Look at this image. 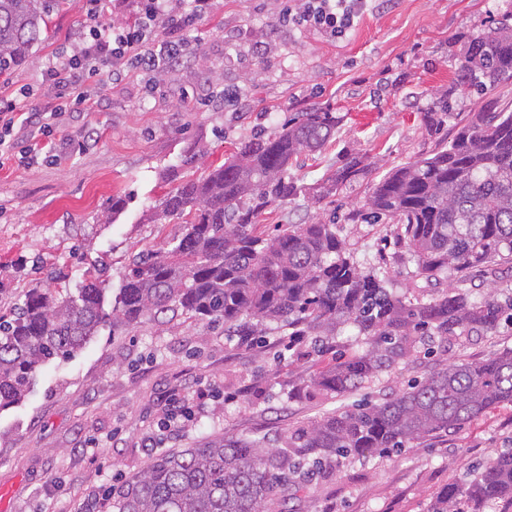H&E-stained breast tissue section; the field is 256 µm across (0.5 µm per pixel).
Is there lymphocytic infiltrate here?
<instances>
[{
	"label": "lymphocytic infiltrate",
	"mask_w": 512,
	"mask_h": 512,
	"mask_svg": "<svg viewBox=\"0 0 512 512\" xmlns=\"http://www.w3.org/2000/svg\"><path fill=\"white\" fill-rule=\"evenodd\" d=\"M216 0H135L134 22L102 25L96 19L98 0H89L83 26L70 53L50 62L46 78L59 98L83 105L89 100L84 89L87 79L116 74L127 66L147 71H170L194 52L183 32L211 12ZM366 0H298L288 6L284 17L289 24L343 37L353 26ZM63 107L26 110L14 100L0 99V163L12 155L34 161L53 156L57 143L53 132L61 122Z\"/></svg>",
	"instance_id": "f902f5d3"
}]
</instances>
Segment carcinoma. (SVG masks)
<instances>
[{"label": "carcinoma", "mask_w": 512, "mask_h": 512, "mask_svg": "<svg viewBox=\"0 0 512 512\" xmlns=\"http://www.w3.org/2000/svg\"><path fill=\"white\" fill-rule=\"evenodd\" d=\"M62 0H0V74L28 60L48 37ZM512 83V14L472 40L458 58L452 84L478 94ZM448 90L423 113L439 136L432 154L395 166L373 184L363 204L371 224L400 226L399 243L414 278L458 286L424 301L394 291L389 271L364 267L323 221L260 229L259 217L301 192L288 170L320 151L343 116L314 104L268 135L239 140L224 164L185 179L160 203L164 219L189 218L166 246L134 254L115 304L112 327L133 330L166 316L224 323L230 336L308 339L324 365L307 387L352 394L433 344L448 351L462 336L497 332L512 321V293L474 298L469 272L499 278L512 270V111L491 99L448 132ZM358 159L329 171L317 203L368 173ZM61 272L30 288L23 303L0 314V411L21 402L38 369L81 350L103 321L100 271L77 294ZM355 331L356 345L336 337ZM512 405V348L493 357L447 358L416 384L380 404L337 409L296 429L283 448L258 436L212 437L155 457L112 497L114 512H286L316 469L344 458L367 459L434 433L457 429L491 409ZM512 500V449L499 453L461 485L439 492L429 512H478Z\"/></svg>", "instance_id": "obj_1"}]
</instances>
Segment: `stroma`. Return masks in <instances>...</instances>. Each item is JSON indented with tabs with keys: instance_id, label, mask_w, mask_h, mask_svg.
Instances as JSON below:
<instances>
[{
	"instance_id": "obj_1",
	"label": "stroma",
	"mask_w": 512,
	"mask_h": 512,
	"mask_svg": "<svg viewBox=\"0 0 512 512\" xmlns=\"http://www.w3.org/2000/svg\"><path fill=\"white\" fill-rule=\"evenodd\" d=\"M287 0H217L188 28L190 62L165 75L133 68L93 80L91 113L67 114L56 132L64 157L55 164L13 162L0 169V307L22 302L39 282L36 265L59 269L68 288L104 269L105 308H112L130 257L179 234L156 208L182 179L223 164L238 139L275 130L289 113L314 104L345 120L324 149L289 175L304 188L261 218L264 225L335 217L336 230L367 263L389 268L398 293L431 299L447 284L414 282L393 224L351 221L373 183L391 167L429 154L437 138L422 122L434 93L451 84L469 41L486 33L512 0H368L340 39L286 25ZM86 18V0L53 15L49 38L29 62L0 76V98L56 103L44 79L49 61L70 47ZM96 129L85 151L70 141L84 123ZM196 149L192 169L181 166ZM358 155L371 176L347 184L333 201L311 190L326 170ZM126 201L113 212L112 201ZM512 348V326L496 335L461 337L450 355L482 360ZM277 337L238 345L223 326L176 318L117 331L104 323L74 357L46 364L31 394L0 412V512H98L93 493L123 484L153 457L209 435L257 433L280 448L288 435L358 398L379 403L439 362L420 357L383 374L361 395L293 396L319 359H280ZM205 396L206 408L181 427H167L170 393ZM512 448V406L460 429L369 460H343L309 482L295 503L316 512H427L438 492Z\"/></svg>"
}]
</instances>
